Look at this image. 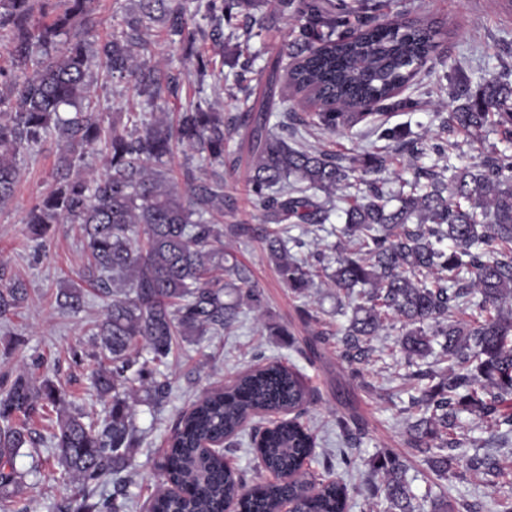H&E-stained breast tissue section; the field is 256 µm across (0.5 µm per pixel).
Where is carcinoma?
Segmentation results:
<instances>
[{"label":"carcinoma","mask_w":512,"mask_h":512,"mask_svg":"<svg viewBox=\"0 0 512 512\" xmlns=\"http://www.w3.org/2000/svg\"><path fill=\"white\" fill-rule=\"evenodd\" d=\"M64 14L46 24L36 20L30 0H0V30L9 34L6 52L11 68L0 67V203L18 183L21 150L49 137L61 144L49 193L28 212L35 238H46L57 224H79L89 262L81 282L112 297L103 319L94 325L107 363L95 372L94 385L110 401L100 421H84L68 410L66 393L53 382L27 373L0 380V512H28L18 506L25 484L16 467L22 449L36 438L25 421L57 410L53 434L60 477L73 485L55 512H129L130 494L121 474L139 444L133 416L141 403L161 402L170 382L159 379L178 339L205 336L237 320L243 308H257L262 292L246 271L224 266V233L257 240L292 292L304 293L313 277L348 300L352 316L340 342L342 357L359 364L373 336L392 317L402 324L400 350L414 365L433 354L447 366L417 369L424 383L411 407L422 415L408 423L410 447L440 479L466 464L467 469L498 477L488 456L470 454L459 415L477 414L512 429V414L502 405L512 399V153L491 151L472 165H448L450 176L418 168L407 193L383 189L367 179L386 169L379 154L350 158L315 151L303 142L311 129L336 134L368 120L427 65L440 47L441 30L432 23L400 19L379 22L370 0H269L281 15L299 22L297 60L288 85L319 107L301 120L302 128L277 130L270 125L277 67L266 79L259 99L246 96L241 112L224 118L206 99L190 103L174 121L165 113L140 115L127 130L106 126L98 114L81 108L86 101L91 59L84 35L95 27L93 0H67ZM196 4L190 9V4ZM252 0H140L138 13L126 16L120 31L97 44L96 56L110 77L150 100L174 92L181 73L163 71L138 60L149 52L155 24L164 25L171 45L192 44L200 35L222 37L224 26L244 16V36L262 28L250 10ZM82 27V35L61 45L59 33ZM452 121L477 136L496 124L512 139V82H487L475 95L460 96ZM240 128L250 130L254 156L243 190L264 212L266 225L221 224L229 196L224 194V145ZM382 136L398 153L417 159L440 144L428 145L397 129ZM105 146L101 173L73 174L85 156ZM193 149L211 169L202 178L194 169L169 166L174 150ZM357 186L343 209L339 232L354 239L356 253L334 257L324 250L299 262L284 237L283 223L323 224L330 218L336 192ZM232 288L236 300L224 301ZM472 295L480 296L478 313L469 321L456 317ZM86 290L64 284L60 306L80 312ZM27 299L25 285L6 276L0 266V320ZM147 357H141L140 350ZM307 389L296 371L279 363L258 364L225 390L204 394L180 420L158 464L175 494L156 495L150 512H278L289 498L295 512H346L347 486L338 481H290L302 473L315 438L297 420L284 421L251 440L263 466L282 479L248 484L245 475L226 465L205 444L244 432L260 412L302 414ZM382 475L376 494L385 512H415L416 494L407 466L391 453L372 463ZM114 491L89 502L101 483Z\"/></svg>","instance_id":"obj_1"}]
</instances>
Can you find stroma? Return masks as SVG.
<instances>
[{"mask_svg":"<svg viewBox=\"0 0 512 512\" xmlns=\"http://www.w3.org/2000/svg\"><path fill=\"white\" fill-rule=\"evenodd\" d=\"M374 2L378 17L385 20L404 13L411 19L436 22L444 31L440 54L396 93L372 122L360 123L336 135L313 130L307 134V141L342 156L374 153L388 146L379 135L380 129L396 128L426 140H449L454 144L452 155L470 163L494 149L512 150V140L504 137L500 127H487L479 142L449 129L459 92H478L486 81L503 75L512 79V0ZM267 26L262 37L250 41L248 52L254 59V70L269 69L275 61L280 64L283 74L275 88L277 103L273 108V117L279 120L284 113L283 101L295 96L284 74L294 62V36L290 22L279 16H268ZM238 44L237 38L227 35L217 41L197 40L188 51L155 45L152 60L171 61L173 69L183 70L186 77L177 96L162 98L154 105L133 90L113 83L102 62L94 61L89 73L92 108L105 124L120 128L129 125L136 112L155 110L176 116L201 94L214 102L218 111L235 113L246 94L245 87L237 85L231 67ZM201 57L222 72V81L210 78L205 84H197L193 72ZM226 151L234 158L235 166L224 171V192L233 198L234 207L225 210L224 221L263 226L262 211L254 208L243 192L251 163L246 132L234 134ZM58 154V147L51 140L23 151L18 157L20 179L14 196L0 206V265L5 267L7 276L21 280L28 290V299L17 313L0 320V377L27 371L39 378H50L65 390L70 410L96 416L104 413L106 405L97 398L92 374L104 356L91 333L102 317L105 301L96 290H88L84 310L74 314L60 308L55 300L61 282L77 280L88 263L79 227L61 225L39 249L29 241L24 224L28 209L53 185ZM448 158L430 152L413 166L406 156L394 154L383 174L384 188L393 192L408 189L416 167L440 170L446 168ZM343 222L344 215L337 209L327 224H290L286 231L288 236L307 240L311 249L348 253L355 250V243L335 233ZM224 249L230 262L246 267L258 282L263 292L262 306L240 314L232 327L195 342L174 345L167 365L161 369L171 380L167 398L157 408H135L134 424L140 443L127 487L136 503L133 512H147L159 483L155 464L164 455L179 415L189 411L204 390L232 384L253 365L257 354L268 361L288 364L301 374L309 391L301 421L316 437L306 469L312 480L330 477L345 483L349 512H383L384 501L372 494L381 477L372 472L369 461L385 452L409 460L408 475L417 495V512H431V499L440 495L446 496L450 512H467L468 505L495 497L512 498V443L503 448L490 444L488 425L476 415L463 414L462 425L468 431L469 447L499 458L503 474L496 484H486L483 476L468 471L459 479H437L409 447L407 425L417 415L410 407V398L417 394L418 385L411 376L412 366L397 345L399 323L386 321L373 337L359 371H352L341 356L342 345L336 336L349 319L341 314L334 289L318 281L306 296H296L282 283L258 242L228 236ZM321 331L326 334L325 341L317 345L314 353H307L309 340ZM342 418L358 423L359 443H350L342 435L337 426ZM30 426L41 441L36 457L23 455L16 461L18 470L26 475L22 502L28 512H52L56 503L70 495L71 486L61 479L56 465L49 417L33 419ZM340 448L353 457L350 470L334 464Z\"/></svg>","mask_w":512,"mask_h":512,"instance_id":"obj_1","label":"stroma"}]
</instances>
